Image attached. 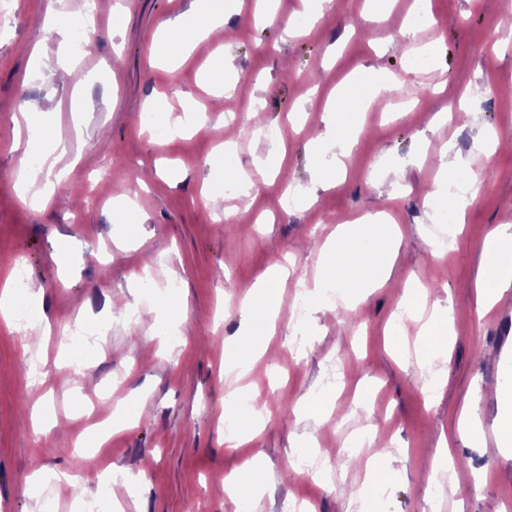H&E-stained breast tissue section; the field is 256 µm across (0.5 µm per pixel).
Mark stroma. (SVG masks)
Masks as SVG:
<instances>
[{
    "mask_svg": "<svg viewBox=\"0 0 512 512\" xmlns=\"http://www.w3.org/2000/svg\"><path fill=\"white\" fill-rule=\"evenodd\" d=\"M504 2L426 0L432 23L410 27L417 0H389L379 14L370 0H332L309 36L290 38L278 26L252 23L254 0L230 9L209 0L231 37L198 42L185 60L165 66L150 53L158 24L193 25L194 0H109L95 15L99 48L80 55L55 21L84 14V0H13L0 32V285L23 274L13 296L32 318L83 323L96 335L83 339L75 377L61 336L28 352L20 326L0 321V512H72L66 485L28 489L37 469L81 476L94 512L118 503L125 512H236L224 477L258 455L267 487L254 512H281L289 497L304 498L308 512H346L368 457L389 450L404 455L405 470L374 512H502L512 502V444L490 448L483 438L485 430L501 431L512 411L496 394L512 387V290L493 319L478 315L476 290L487 233L512 222V41L487 45L512 14ZM218 51L229 62L228 99L206 69ZM41 54L75 67L82 85L61 71L39 73ZM372 71L397 80L413 99L385 111L382 88L368 111L337 113V130L362 131L343 159L345 176L320 187L310 138L322 129L325 104L344 81ZM151 97L162 111L142 114ZM185 105L205 106L207 119L173 134L167 114ZM253 112L266 123L264 138L253 134ZM28 115L48 121L58 144L44 160L56 188L41 210L26 206L16 187L27 161L23 143L37 135ZM229 115L238 137L226 166L216 155ZM485 126L500 143L483 160L476 142ZM449 148L465 159L467 179H441L439 156ZM257 155L269 157L272 175L255 176L249 195H225L227 169H252ZM175 166L185 173L178 183L164 174ZM88 189L94 201H85ZM290 191L311 194L310 204H285ZM429 191L437 199L426 208ZM122 193L135 196L133 215L117 209ZM456 195L465 200V221L446 231L438 217ZM377 212L391 215L401 232L389 283L357 307L324 304L277 324L247 373L266 410L261 430L226 448L234 384L224 361L240 330L261 320L241 308L242 297L280 265L289 270L281 305L292 309L295 278L316 274L314 246ZM63 241L67 256L54 260ZM144 274L156 290L142 294L133 323L109 302L128 297ZM410 281L467 323L444 354L415 352L417 320L403 327L397 347L388 343L386 326ZM165 297L184 306L158 323L152 309ZM34 368L41 382L26 386ZM339 370L345 378L332 384ZM432 380L441 385L433 398ZM472 406L474 441L458 429ZM122 407L134 426L102 446L77 447L90 412L107 421ZM363 407L377 417L373 444L337 458L331 480L294 471L301 437L341 448L354 438ZM443 437L463 473L457 485L428 480ZM124 473L136 477L133 490L119 482Z\"/></svg>",
    "mask_w": 512,
    "mask_h": 512,
    "instance_id": "1",
    "label": "stroma"
}]
</instances>
